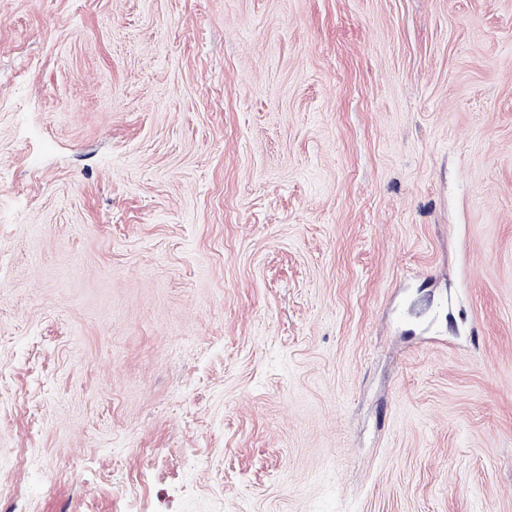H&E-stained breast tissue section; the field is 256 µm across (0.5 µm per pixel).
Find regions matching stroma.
I'll return each instance as SVG.
<instances>
[{
  "label": "stroma",
  "instance_id": "obj_1",
  "mask_svg": "<svg viewBox=\"0 0 512 512\" xmlns=\"http://www.w3.org/2000/svg\"><path fill=\"white\" fill-rule=\"evenodd\" d=\"M0 512H512V0H0Z\"/></svg>",
  "mask_w": 512,
  "mask_h": 512
}]
</instances>
